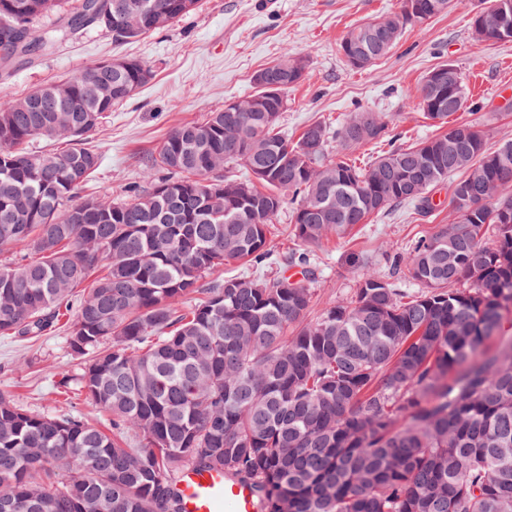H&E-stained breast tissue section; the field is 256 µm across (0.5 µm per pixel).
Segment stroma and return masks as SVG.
I'll return each instance as SVG.
<instances>
[{"instance_id": "obj_1", "label": "stroma", "mask_w": 512, "mask_h": 512, "mask_svg": "<svg viewBox=\"0 0 512 512\" xmlns=\"http://www.w3.org/2000/svg\"><path fill=\"white\" fill-rule=\"evenodd\" d=\"M202 3L201 10L173 27L133 43L116 44L105 31L86 30L75 42L36 57L0 83V103L108 57L127 55L145 62L153 72L150 82L115 107L90 136L102 152V164L84 192L115 200L141 184L146 165L171 128L203 120L224 101L252 94L254 73L285 54L307 64L301 83L288 93L282 124L289 138H298L312 123L333 127L364 111L386 123L382 139L361 148L364 160L416 144L437 132L421 114L416 89L429 70L446 62L460 70L473 105L472 111L456 114L455 122L484 125L491 150L503 138H512V111L503 109L512 102V42L479 45L471 38L474 14L491 11L496 0H453L447 13L407 28L391 53L363 70L345 64L339 45L354 27L396 11L398 0ZM446 193L443 187L436 190V205L428 214L402 204L356 225L345 237L332 236L312 246L318 271L312 315L351 296L364 272L391 276L394 255L451 223L454 214L443 203ZM353 254L360 258L355 266L348 262ZM83 368V358L69 347L67 328L30 339L0 336V388H8L27 410L54 413L61 401L56 390L61 373L76 377Z\"/></svg>"}]
</instances>
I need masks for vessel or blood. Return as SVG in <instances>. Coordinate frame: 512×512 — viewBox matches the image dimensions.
I'll use <instances>...</instances> for the list:
<instances>
[{
    "label": "vessel or blood",
    "mask_w": 512,
    "mask_h": 512,
    "mask_svg": "<svg viewBox=\"0 0 512 512\" xmlns=\"http://www.w3.org/2000/svg\"><path fill=\"white\" fill-rule=\"evenodd\" d=\"M178 490L183 512H256L251 487L220 472L188 470L181 476Z\"/></svg>",
    "instance_id": "1"
}]
</instances>
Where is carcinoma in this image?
<instances>
[{"instance_id": "obj_1", "label": "carcinoma", "mask_w": 512, "mask_h": 512, "mask_svg": "<svg viewBox=\"0 0 512 512\" xmlns=\"http://www.w3.org/2000/svg\"><path fill=\"white\" fill-rule=\"evenodd\" d=\"M111 2L0 0V80L86 28L129 43L201 0ZM451 3L399 0L339 52L370 66ZM507 13L474 16L473 40L511 42ZM121 61L0 105V253L40 255L0 263V335L41 336L74 316L69 346L85 365L58 387L76 384L112 415L107 433L64 406L28 411L0 389V512H182L176 486L189 466L251 485L259 512H512V138L490 151L478 125L449 123L471 109L459 69L442 63L416 90L442 132L361 168L330 144L352 152L384 122L355 112L289 139L280 119L305 63L284 57L262 68L280 96L254 82L242 111L172 128L152 164L165 175L131 198L81 197L101 160L88 134L130 99L99 88L138 91L152 78L143 61ZM440 71L452 80L432 84ZM35 97L52 109L27 111ZM60 138L71 147H28ZM446 181L456 221L392 261L414 293L367 273L311 320L308 253L291 257L297 280L223 275L230 261L269 262L267 230L287 199L293 237L312 245L402 203L427 214Z\"/></svg>"}]
</instances>
